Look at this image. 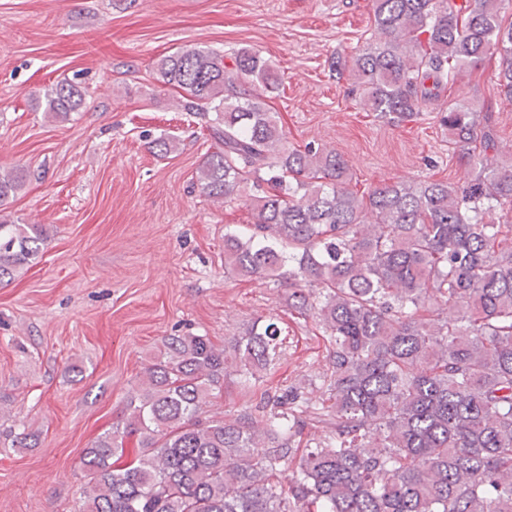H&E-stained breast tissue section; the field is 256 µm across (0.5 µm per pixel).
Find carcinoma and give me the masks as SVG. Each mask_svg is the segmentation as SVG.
<instances>
[{
    "label": "carcinoma",
    "instance_id": "cac0c4a2",
    "mask_svg": "<svg viewBox=\"0 0 512 512\" xmlns=\"http://www.w3.org/2000/svg\"><path fill=\"white\" fill-rule=\"evenodd\" d=\"M504 2L370 0L384 40L330 63L350 73L366 112H443L450 142L479 165L461 188L359 193L336 150L285 146L275 113L248 90L274 93L280 77L249 49L158 61L183 109L215 113L202 189L224 204L248 193L254 223L224 233V272L288 282V311L316 321L325 364L317 385L260 387L283 354L273 316L222 346L167 337L126 417L80 458V512H512V224L487 220L512 206V161L497 159L488 123L446 97L463 69L495 54L512 100ZM45 98L62 120L83 103L68 82ZM26 178L0 171V285L47 241L43 225L4 213ZM228 385L253 394L250 405L207 415Z\"/></svg>",
    "mask_w": 512,
    "mask_h": 512
}]
</instances>
